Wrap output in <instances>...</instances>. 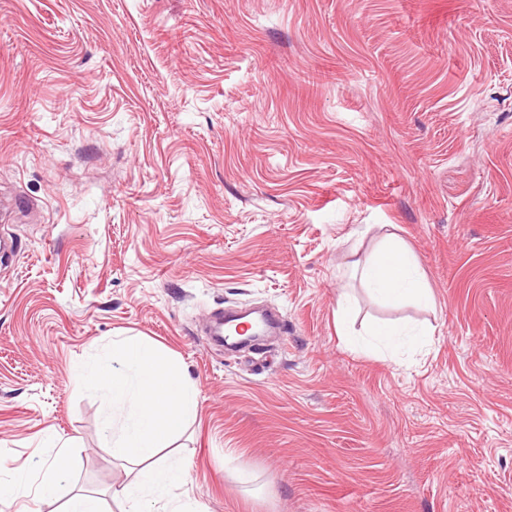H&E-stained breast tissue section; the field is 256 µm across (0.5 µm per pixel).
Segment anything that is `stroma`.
<instances>
[{"label":"stroma","instance_id":"35a3bbf8","mask_svg":"<svg viewBox=\"0 0 512 512\" xmlns=\"http://www.w3.org/2000/svg\"><path fill=\"white\" fill-rule=\"evenodd\" d=\"M390 233L432 303L348 271ZM0 242V455L71 448L0 512H120L79 370L129 333L197 389L195 512H512V0H0ZM250 306L284 339L209 343ZM64 472L57 459L43 469L39 479V494L42 499H52L56 495Z\"/></svg>","mask_w":512,"mask_h":512}]
</instances>
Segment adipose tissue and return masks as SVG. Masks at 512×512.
<instances>
[{"label":"adipose tissue","instance_id":"adipose-tissue-1","mask_svg":"<svg viewBox=\"0 0 512 512\" xmlns=\"http://www.w3.org/2000/svg\"><path fill=\"white\" fill-rule=\"evenodd\" d=\"M353 270L359 271L362 283L383 301L394 305L430 303L429 289L420 276L412 253L403 242L380 249L368 263L352 261ZM0 472L6 481H0V502H13L28 498L31 487H38L41 498H53L63 479L64 470L59 462H51L42 471L39 481H32L28 472L9 468L6 457H0Z\"/></svg>","mask_w":512,"mask_h":512}]
</instances>
